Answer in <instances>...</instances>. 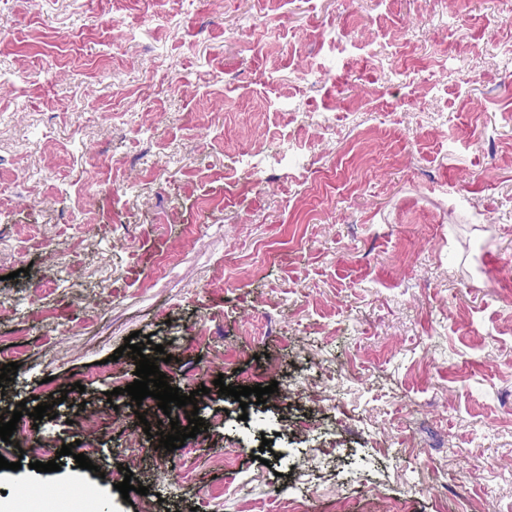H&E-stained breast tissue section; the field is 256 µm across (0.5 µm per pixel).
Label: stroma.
<instances>
[{
	"label": "stroma",
	"mask_w": 512,
	"mask_h": 512,
	"mask_svg": "<svg viewBox=\"0 0 512 512\" xmlns=\"http://www.w3.org/2000/svg\"><path fill=\"white\" fill-rule=\"evenodd\" d=\"M510 47L512 0H0V415L65 397L21 418L52 447L0 440V503L512 512ZM128 336L204 440L160 448L166 414L114 395ZM132 448L125 500L100 475ZM82 495L83 507L80 512L97 511V501L88 493L76 494L70 489L63 490L52 496L41 498L32 496L21 490L15 500V512H57L63 508L65 512H76L74 498Z\"/></svg>",
	"instance_id": "obj_1"
}]
</instances>
